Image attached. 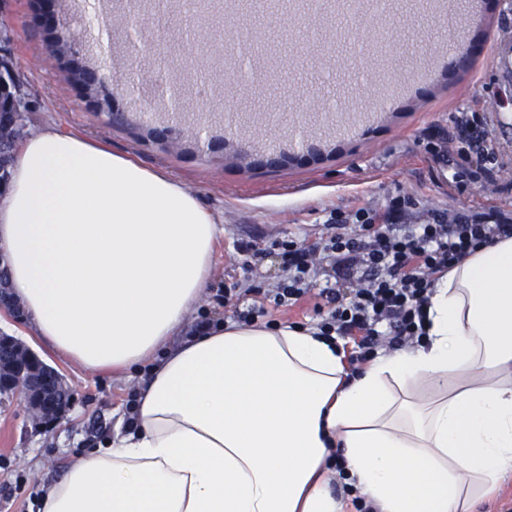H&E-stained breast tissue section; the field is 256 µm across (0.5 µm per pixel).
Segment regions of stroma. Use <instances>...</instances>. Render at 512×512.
Here are the masks:
<instances>
[{"label":"stroma","instance_id":"obj_1","mask_svg":"<svg viewBox=\"0 0 512 512\" xmlns=\"http://www.w3.org/2000/svg\"><path fill=\"white\" fill-rule=\"evenodd\" d=\"M446 4L442 17L431 0H382L361 20L323 0L318 19H299L291 52L244 59L237 80L228 70L233 41L224 11L203 15L191 36L177 6L143 9L138 39L159 64L134 90L113 86L112 107L125 115L120 127L64 83L45 50L39 0H7L0 16L10 29L9 60L34 103L28 131L83 135L165 170L218 221L211 277L181 332L186 338L202 319H228L216 294L242 277L240 240L261 246L291 235L312 243L330 209L380 206L399 191L427 209L512 210V71L496 67L492 54L494 44L512 45V0ZM127 8V0H55V29L86 41L82 64L121 80L132 68ZM463 47L473 54L465 70L453 63ZM160 83L181 88V121L166 119ZM458 112L486 117L505 163L462 192L450 185L453 167L434 163L426 147L427 133L451 130ZM271 154L277 166H267ZM1 332L54 367L71 394L62 418L46 428L32 425L21 400L0 405V512H34L38 492L73 459L123 432L147 371L85 372L25 318L0 315Z\"/></svg>","mask_w":512,"mask_h":512}]
</instances>
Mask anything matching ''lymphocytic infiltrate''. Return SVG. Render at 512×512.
<instances>
[{"instance_id":"f902f5d3","label":"lymphocytic infiltrate","mask_w":512,"mask_h":512,"mask_svg":"<svg viewBox=\"0 0 512 512\" xmlns=\"http://www.w3.org/2000/svg\"><path fill=\"white\" fill-rule=\"evenodd\" d=\"M428 151L434 161L455 159L458 188L481 182L494 171L501 153L487 124L472 112L455 113L450 131L437 132ZM325 234L313 246L296 237L275 238L265 246L241 242L245 273L267 255H277L284 277L272 289L234 285L225 300H237L234 319L243 325L314 298L320 336L348 339V363L360 374L378 350L421 345L427 309L440 278L476 249L512 237V212L496 206L449 213L423 209L406 194L383 207L330 212Z\"/></svg>"}]
</instances>
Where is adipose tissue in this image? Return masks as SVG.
<instances>
[{
    "label": "adipose tissue",
    "mask_w": 512,
    "mask_h": 512,
    "mask_svg": "<svg viewBox=\"0 0 512 512\" xmlns=\"http://www.w3.org/2000/svg\"><path fill=\"white\" fill-rule=\"evenodd\" d=\"M9 171L0 254L36 335L89 372L152 363L136 423L40 512H348L342 473L376 512H469L512 474V237L437 282L424 344L351 379L338 345L286 324L170 347L218 227L166 172L51 130Z\"/></svg>",
    "instance_id": "1"
}]
</instances>
